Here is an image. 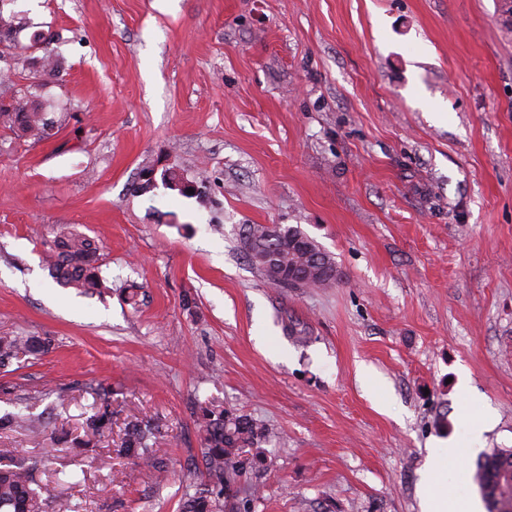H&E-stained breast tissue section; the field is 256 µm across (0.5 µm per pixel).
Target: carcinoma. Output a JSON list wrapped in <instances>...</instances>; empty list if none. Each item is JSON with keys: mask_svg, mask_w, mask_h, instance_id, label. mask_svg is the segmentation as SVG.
<instances>
[{"mask_svg": "<svg viewBox=\"0 0 512 512\" xmlns=\"http://www.w3.org/2000/svg\"><path fill=\"white\" fill-rule=\"evenodd\" d=\"M0 119L21 137L39 139L49 125L45 113L30 108L23 99L6 105L0 103ZM45 262L50 276L62 287L92 294L104 287L98 265L99 247L87 234L65 227L44 244ZM291 267L305 271L303 281L311 288L322 287L314 274L312 257L298 251L288 254ZM54 349V341L41 336L0 337V369L22 356L45 355ZM93 414L85 422V436L112 432L111 389L96 388ZM196 426L201 440L204 470L200 488L186 495L183 512H250V499L241 486L245 473L261 462L258 448L269 440L272 430L255 419L207 401L199 404ZM12 427L45 432L44 421L22 414L0 416V429ZM162 444L159 427L150 421L127 424L117 452L142 460L157 477L166 466L157 456ZM38 460L19 457L0 468V512H65L67 505L45 489L33 487V473ZM473 481L482 492L494 496L497 509L488 512H512V448H497L483 454L473 470Z\"/></svg>", "mask_w": 512, "mask_h": 512, "instance_id": "cac0c4a2", "label": "carcinoma"}]
</instances>
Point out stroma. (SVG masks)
Instances as JSON below:
<instances>
[{"label":"stroma","instance_id":"35a3bbf8","mask_svg":"<svg viewBox=\"0 0 512 512\" xmlns=\"http://www.w3.org/2000/svg\"><path fill=\"white\" fill-rule=\"evenodd\" d=\"M500 0H0L10 89L38 141L0 122V336L51 353L0 371V415L92 447L0 430L77 512H181L200 465L191 417L215 400L276 431L253 512H421L428 447L458 443L462 395L512 448V23ZM62 67L44 68L47 49ZM200 188L135 191L144 165ZM249 224L300 227L327 288L270 287ZM101 245L106 287H60L42 240ZM138 289L131 306L128 289ZM192 309H185V298ZM368 369L364 388L360 369ZM152 420L168 480L118 454ZM74 482L56 484L58 473ZM95 390L97 398L92 405L93 414L85 422V437L104 436L112 432V391L102 384ZM12 427L28 429L35 433H44L46 429L44 421L39 417L35 418L22 414H6L0 416V429Z\"/></svg>","mask_w":512,"mask_h":512}]
</instances>
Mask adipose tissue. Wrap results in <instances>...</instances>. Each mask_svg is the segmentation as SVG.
Wrapping results in <instances>:
<instances>
[{"mask_svg":"<svg viewBox=\"0 0 512 512\" xmlns=\"http://www.w3.org/2000/svg\"><path fill=\"white\" fill-rule=\"evenodd\" d=\"M471 455L469 445L433 448L421 494V512H478L475 499L460 493L457 485L449 481L452 471L464 470Z\"/></svg>","mask_w":512,"mask_h":512,"instance_id":"adipose-tissue-1","label":"adipose tissue"}]
</instances>
